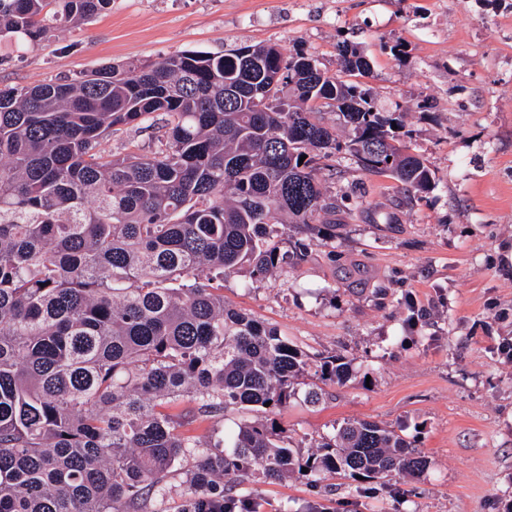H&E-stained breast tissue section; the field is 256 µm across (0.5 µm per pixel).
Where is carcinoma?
I'll return each instance as SVG.
<instances>
[{
    "label": "carcinoma",
    "mask_w": 512,
    "mask_h": 512,
    "mask_svg": "<svg viewBox=\"0 0 512 512\" xmlns=\"http://www.w3.org/2000/svg\"><path fill=\"white\" fill-rule=\"evenodd\" d=\"M110 3L0 0V40L37 44ZM338 51L335 73L258 43L0 87V512H145L192 451L182 512H252L225 493L229 471L380 482L427 469L408 437L373 421L334 426L307 454L290 445L275 416L300 397L319 404L350 363L313 360L224 304V279L296 268L320 225L336 224L317 176L339 150L326 109L351 128L363 170L409 199L435 185L395 144L394 118L348 80L368 61ZM157 116L155 151L100 149ZM230 409L256 416L213 443L179 432Z\"/></svg>",
    "instance_id": "carcinoma-1"
}]
</instances>
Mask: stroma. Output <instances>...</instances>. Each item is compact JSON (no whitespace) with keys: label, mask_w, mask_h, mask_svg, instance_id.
Here are the masks:
<instances>
[{"label":"stroma","mask_w":512,"mask_h":512,"mask_svg":"<svg viewBox=\"0 0 512 512\" xmlns=\"http://www.w3.org/2000/svg\"><path fill=\"white\" fill-rule=\"evenodd\" d=\"M341 42L369 61L364 89L436 185L408 200L338 152L337 172L320 179L336 194L362 182L361 205L340 201L335 229L299 267L251 285L226 279L224 301L309 354L350 360L345 385L278 415L295 440L375 421L415 440L429 466L370 490L333 473L316 487L258 474L224 486L257 496L259 512H512V363L500 354L512 342V0H112L25 50L0 41V87L257 43L334 72ZM421 307L430 325L414 319ZM194 464L183 458L152 512H181Z\"/></svg>","instance_id":"obj_1"}]
</instances>
